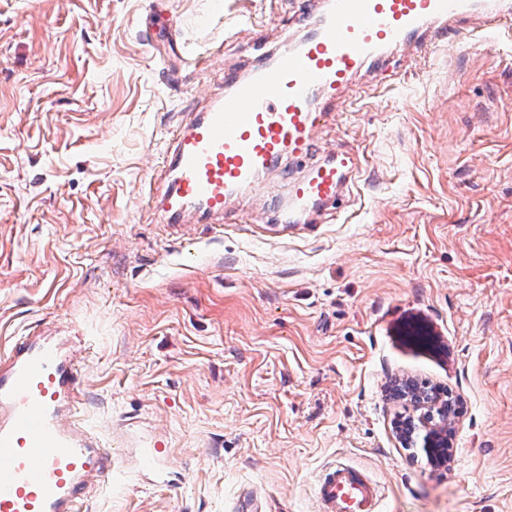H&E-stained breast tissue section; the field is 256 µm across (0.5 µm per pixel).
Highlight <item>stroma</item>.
<instances>
[{
  "label": "stroma",
  "instance_id": "1",
  "mask_svg": "<svg viewBox=\"0 0 512 512\" xmlns=\"http://www.w3.org/2000/svg\"><path fill=\"white\" fill-rule=\"evenodd\" d=\"M297 11L0 0V353L84 333L79 417L117 453L81 512H316L337 460L380 512H512V36L354 80L318 132L362 160L331 223H264L276 173L220 233L151 203L177 127L300 37ZM171 28L185 53L167 59ZM415 318L447 355L402 335ZM397 379L458 397L447 464L399 440Z\"/></svg>",
  "mask_w": 512,
  "mask_h": 512
}]
</instances>
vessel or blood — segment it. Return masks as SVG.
Instances as JSON below:
<instances>
[{"label":"vessel or blood","instance_id":"b4317fda","mask_svg":"<svg viewBox=\"0 0 512 512\" xmlns=\"http://www.w3.org/2000/svg\"><path fill=\"white\" fill-rule=\"evenodd\" d=\"M304 34L229 78L211 104L174 139L162 189L167 224L243 223L230 197L285 161H303L289 178L281 223L326 217L348 190L359 158L317 156L322 120L341 111L364 70L390 58L425 54L480 23L488 36L512 21V0H302ZM83 399L77 349L50 336L15 339L0 356V512H77L94 478L112 475V451L76 418ZM318 512H378L379 489L353 466H327L315 485Z\"/></svg>","mask_w":512,"mask_h":512}]
</instances>
